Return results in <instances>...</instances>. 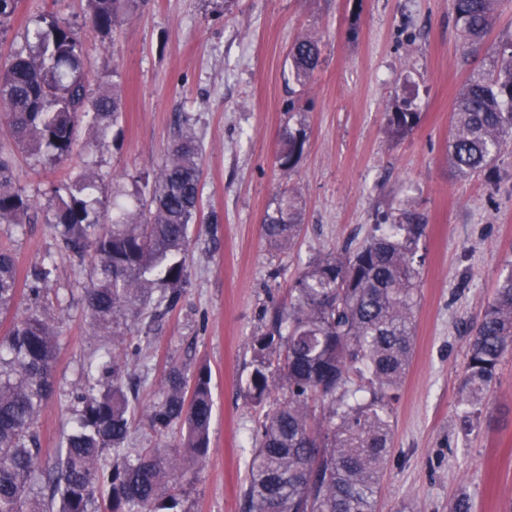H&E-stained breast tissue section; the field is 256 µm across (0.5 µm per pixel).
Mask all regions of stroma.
<instances>
[{"label": "stroma", "instance_id": "35a3bbf8", "mask_svg": "<svg viewBox=\"0 0 512 512\" xmlns=\"http://www.w3.org/2000/svg\"><path fill=\"white\" fill-rule=\"evenodd\" d=\"M477 50L463 46L452 0H148L110 34L86 23L84 0H21L0 30V63L24 47L42 14L78 33L92 88H115L117 125L82 126L65 166L15 142L0 111V151L11 154L17 187L33 202L30 222L0 224L21 282L0 337L31 305L28 271L54 268L48 298L59 346L54 392L37 423L40 462L51 466L73 426L75 398L91 357L114 349L137 391L130 448L176 447L179 428L155 431L152 407L170 364L212 374L214 419L205 459L181 461L176 494L183 512H244V481L259 428L245 394L252 339L275 308L288 304L304 265L360 244L381 214L410 199L428 217L415 313V354L391 405L393 443L376 512H448L460 490L473 512H512V350L478 427L463 434L455 406L467 350L466 328L512 272V147L473 178L448 163L450 115L471 73L512 38V0ZM319 39L321 63L306 86L290 75L288 51L303 35ZM420 114L400 140L387 114L403 99ZM201 146L202 208L184 298L150 330L97 332L82 309L94 265L59 246L51 197L62 171L88 172L102 215L112 198L142 191L181 122ZM303 122L309 147L297 168L276 163L277 132ZM105 145H97L98 136ZM303 208L304 232L292 250H271L260 221L284 189Z\"/></svg>", "mask_w": 512, "mask_h": 512}]
</instances>
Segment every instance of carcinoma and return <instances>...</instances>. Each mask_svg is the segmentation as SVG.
<instances>
[{
    "label": "carcinoma",
    "instance_id": "obj_1",
    "mask_svg": "<svg viewBox=\"0 0 512 512\" xmlns=\"http://www.w3.org/2000/svg\"><path fill=\"white\" fill-rule=\"evenodd\" d=\"M91 25L109 33L147 0H86ZM501 0H454L459 37L466 47L484 39ZM34 45L8 58L0 77V104L17 142L62 163L73 152L87 118L106 129L117 120L120 98L92 93L83 72V46L70 25L51 15L36 21ZM319 40L305 36L288 53L295 82L305 86L320 62ZM404 101L388 114V135L399 140L419 123ZM301 122L283 126L276 161L283 171L298 165L309 143ZM512 143V41L495 52L493 65L471 76L452 114L448 162L460 177L495 165ZM167 159L145 183L149 200L113 204L112 224L102 223L98 200L84 194L86 174L67 173L53 190V224L62 248L91 257L97 276L84 289V313L100 329L120 320L145 319L155 285L166 292L165 309L183 297L190 226L200 220V146L187 131L167 146ZM32 203L16 187L11 158L0 153V223L22 224ZM424 213L406 203L374 225L364 243L309 262L292 287L288 307L265 333L254 337L246 389L263 404L283 387L288 399L263 415L248 464L247 512H375L380 477L392 437V392L412 359V318L418 299L419 242ZM297 194L285 190L261 222V235L276 250H290L303 232ZM53 273L29 270L36 302ZM16 258L0 245V314L18 297ZM468 352L458 387L456 416L462 430L477 427L496 384L501 358L512 350V273L467 327ZM55 335L48 307L13 322L0 339V512H178L172 492L177 460L199 458L209 448L213 416L208 369L172 364L164 397L151 410L159 432L181 425L175 454L165 448L132 453V400L124 387L126 362L112 351L91 360L86 387L77 395L74 425L52 467L39 465L36 423L53 390ZM328 401L320 425L311 424L308 399Z\"/></svg>",
    "mask_w": 512,
    "mask_h": 512
}]
</instances>
